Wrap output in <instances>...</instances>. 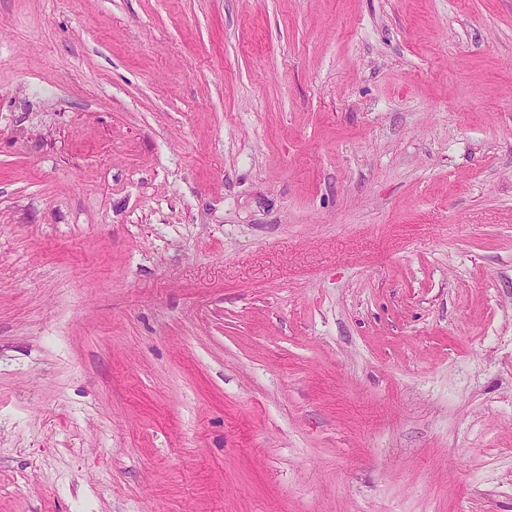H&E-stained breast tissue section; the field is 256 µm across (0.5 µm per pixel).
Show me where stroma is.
<instances>
[{
    "label": "stroma",
    "mask_w": 512,
    "mask_h": 512,
    "mask_svg": "<svg viewBox=\"0 0 512 512\" xmlns=\"http://www.w3.org/2000/svg\"><path fill=\"white\" fill-rule=\"evenodd\" d=\"M0 512H512V0H0Z\"/></svg>",
    "instance_id": "35a3bbf8"
}]
</instances>
